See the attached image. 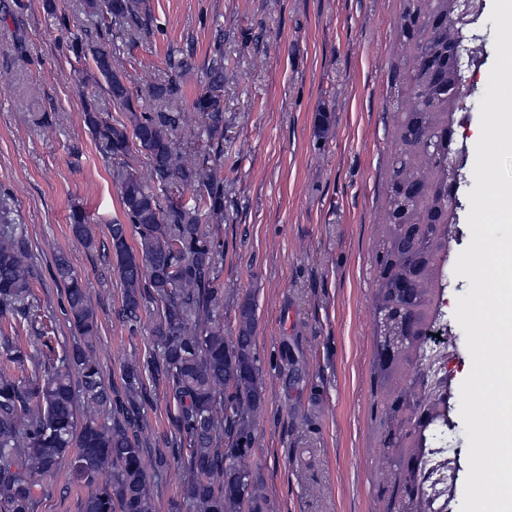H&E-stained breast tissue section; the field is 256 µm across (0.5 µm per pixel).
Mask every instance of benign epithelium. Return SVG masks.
Wrapping results in <instances>:
<instances>
[{
    "label": "benign epithelium",
    "instance_id": "benign-epithelium-1",
    "mask_svg": "<svg viewBox=\"0 0 512 512\" xmlns=\"http://www.w3.org/2000/svg\"><path fill=\"white\" fill-rule=\"evenodd\" d=\"M403 13L406 48L425 28L446 35L435 51L413 55L403 71L413 93L400 113V144L395 160L401 176L390 175L385 213L389 231L384 256L376 265L382 285L376 306L377 355L385 368L407 364L387 398L388 426L379 456L387 464L379 496L391 512L388 489L400 491L399 512H437L418 488L416 464L426 433L443 417L440 387L420 369L419 352L439 313L441 274L450 259L448 225L458 221L453 180L464 142L457 135L454 110L469 62L462 51L485 8L483 0H415Z\"/></svg>",
    "mask_w": 512,
    "mask_h": 512
}]
</instances>
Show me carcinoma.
I'll list each match as a JSON object with an SVG mask.
<instances>
[{
  "mask_svg": "<svg viewBox=\"0 0 512 512\" xmlns=\"http://www.w3.org/2000/svg\"><path fill=\"white\" fill-rule=\"evenodd\" d=\"M85 11L112 25L95 26V34L71 48L79 57L91 56L112 102L129 112V123L110 124L88 109L85 124L114 159L134 147L144 151L153 182L189 187L197 191L199 205L187 208L174 200L164 205L135 171L112 170L127 220L107 227L112 267L122 287L119 315L136 335L141 311L154 304L158 313L151 330L157 352L126 363L118 388L106 383L94 351L92 299L62 254L55 257L52 276L64 286L59 309L77 341L47 365L43 376L16 374L51 357L54 327L39 314L29 242L22 226L10 219V191L0 189V316L39 325L26 344L0 333V509L34 512L44 480L64 469L70 483L88 489L80 512H155V484L144 465L152 447L154 472L176 459L190 472L182 502L172 503L175 512H266L263 478L249 462L254 421L265 406L255 302L248 296L239 304L236 339L230 340L218 319L221 298L213 287L219 252L208 219L224 220L219 171L224 107L202 93L194 100L216 147L211 159L189 160L175 147L182 113L166 105L181 96L191 56H168L169 79L149 91L162 107L140 112L112 41L115 33L132 36L149 27L143 0H85ZM222 43L220 30L206 70L211 87L224 85ZM410 91L411 85L394 81L390 110L401 111ZM70 227L86 248H95V232L82 213L73 214ZM147 378L167 383L178 404L174 435L163 438L162 448L153 446L143 421Z\"/></svg>",
  "mask_w": 512,
  "mask_h": 512,
  "instance_id": "cac0c4a2",
  "label": "carcinoma"
}]
</instances>
